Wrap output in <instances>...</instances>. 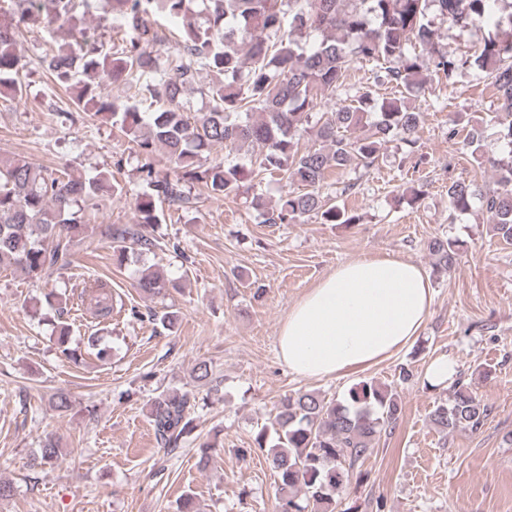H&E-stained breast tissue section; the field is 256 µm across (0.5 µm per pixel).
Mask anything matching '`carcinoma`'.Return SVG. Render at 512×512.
I'll use <instances>...</instances> for the list:
<instances>
[{"label":"carcinoma","mask_w":512,"mask_h":512,"mask_svg":"<svg viewBox=\"0 0 512 512\" xmlns=\"http://www.w3.org/2000/svg\"><path fill=\"white\" fill-rule=\"evenodd\" d=\"M0 12V99L23 98L16 31L34 18L51 28L86 14L92 0H11ZM112 21L123 27L121 42L103 50L92 36L55 43L43 63L72 102L105 120L134 143L141 191L135 194L131 224H88L84 214L103 197L121 194L110 171L87 177L67 168L48 171L16 157H0V270L42 278L50 269L74 262L76 237L99 235L109 241L113 259L123 265L159 247L155 226L159 207L191 204L188 184L205 186L215 198L249 195L247 165L254 176L268 174L289 186L278 206H265L258 194L250 207L265 224H297L309 215L326 224H354L358 217L322 192L326 174L353 165L371 168L386 143L397 138L415 151L423 113L409 105L429 76L455 81L476 66L488 73L498 93V111L480 118L463 144L476 160L482 152V125L495 128L503 155L489 160L497 171L493 184L455 180L448 186L451 211L474 206L488 213L491 231L512 244V10L494 20L496 33L473 56L450 57L435 48L436 30L429 9L462 29H479L490 19V0H106ZM178 21L165 31L164 22ZM172 41L161 58L156 47ZM359 62H375L394 97L368 90L332 112H318V97L333 95ZM211 75L208 83L199 80ZM103 83L133 92L131 103L101 93ZM207 99L205 112L192 111V97ZM316 146L301 149V141ZM262 148L259 159L249 147ZM220 145L243 161L211 158ZM164 154L171 171L159 174L154 159ZM437 272L453 267L459 244L433 238L427 243ZM178 284L163 272L143 269L136 288L164 295ZM81 295L94 302L95 316L112 317V289L99 279L83 282ZM55 344L68 357L69 326H55ZM194 378L219 391L210 364L193 368ZM196 400L186 392L162 391L150 403L157 447L174 455L193 438ZM489 406L469 387L456 382L451 396L434 406L430 421L447 435L476 431ZM402 414L396 388L362 381L343 400H328L315 390L298 391L274 407L269 425L255 438L268 449L266 459L277 477L276 512H336V495L369 458L381 434L392 431ZM60 441L48 437L34 461L53 464Z\"/></svg>","instance_id":"cac0c4a2"}]
</instances>
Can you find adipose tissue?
Segmentation results:
<instances>
[{
  "label": "adipose tissue",
  "instance_id": "obj_1",
  "mask_svg": "<svg viewBox=\"0 0 512 512\" xmlns=\"http://www.w3.org/2000/svg\"><path fill=\"white\" fill-rule=\"evenodd\" d=\"M433 303L428 275L396 256L339 265L289 310L278 353L304 378H348L416 339Z\"/></svg>",
  "mask_w": 512,
  "mask_h": 512
}]
</instances>
